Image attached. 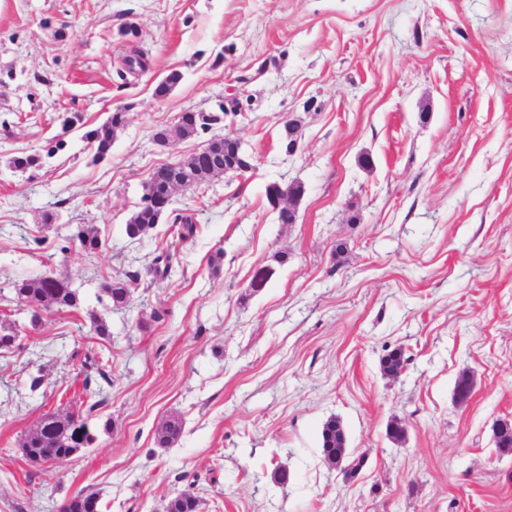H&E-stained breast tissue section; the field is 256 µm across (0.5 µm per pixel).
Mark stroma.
I'll use <instances>...</instances> for the list:
<instances>
[{"label": "stroma", "mask_w": 512, "mask_h": 512, "mask_svg": "<svg viewBox=\"0 0 512 512\" xmlns=\"http://www.w3.org/2000/svg\"><path fill=\"white\" fill-rule=\"evenodd\" d=\"M227 97L253 169L174 195L192 240L171 215L129 239L153 169L203 143L155 134ZM118 109L93 161L82 135ZM25 149L44 160L22 174L9 161ZM274 182L303 185L296 223L269 206ZM79 224L101 250L68 246ZM49 269L80 306L34 327L12 284ZM135 273L125 309L100 303ZM92 312L109 336L90 334ZM1 320L20 336L0 350V512H59L81 492L100 512H162L184 490L202 512H512V453L493 439L512 421V0H0ZM90 406L93 447L27 463L45 413ZM172 416L183 432L159 447ZM331 417L363 461L352 475L323 461Z\"/></svg>", "instance_id": "stroma-1"}]
</instances>
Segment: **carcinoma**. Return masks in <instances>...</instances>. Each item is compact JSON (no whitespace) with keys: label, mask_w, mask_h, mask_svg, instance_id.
I'll use <instances>...</instances> for the list:
<instances>
[{"label":"carcinoma","mask_w":512,"mask_h":512,"mask_svg":"<svg viewBox=\"0 0 512 512\" xmlns=\"http://www.w3.org/2000/svg\"><path fill=\"white\" fill-rule=\"evenodd\" d=\"M240 110L239 100L224 102L217 112H183L178 117L176 133L183 137L206 135L208 139L202 147L189 154L178 173H173L167 164L155 168L145 185V193L138 209L125 224V233L131 240H140L147 236L159 224L168 208H162L154 199H166L168 187L173 177L180 178V183L189 187L200 185L212 178L224 176V173L212 168L211 154L217 146L216 136L210 135L212 129L223 123L228 115L236 116ZM124 112H114L106 123L84 134L87 145L94 150V158H105L112 147L114 132L123 126ZM13 169L25 173L40 164V155L20 151L11 158ZM173 223L179 225L178 236L186 241L198 231L192 216L177 214ZM71 240L85 252H94L102 247L99 232L93 227L80 226ZM158 254L153 259L156 274L165 276L171 270L170 251L166 247L157 248ZM138 275L127 274L123 279H116L104 284L102 292L110 306L122 308L129 302ZM12 290L18 303L31 312V322L37 324L45 314L70 312L79 306V295L72 288L68 278L52 270L30 279L13 283ZM404 367L403 353L395 349L386 354L381 361L383 373L390 377L397 376ZM183 422L173 417L163 422L156 429V442L161 448H167L181 436ZM98 439L97 429L90 423L89 416L82 412L68 413L66 417L46 414L36 429L26 435L20 450L26 460L36 464L47 456L64 454L70 456L84 448L92 447ZM347 445L346 430L342 422L331 417L321 428L322 455L335 453ZM200 499L191 491H183L167 502L166 512H199ZM60 512H99V500L93 494H79L61 506Z\"/></svg>","instance_id":"1"}]
</instances>
